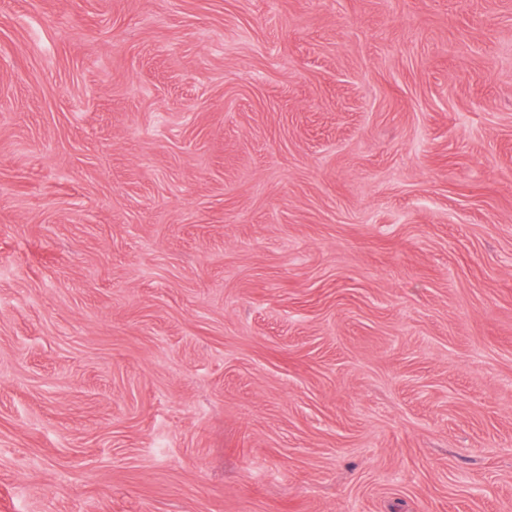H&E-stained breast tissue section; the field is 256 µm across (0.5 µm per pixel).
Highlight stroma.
Returning <instances> with one entry per match:
<instances>
[{
	"label": "stroma",
	"instance_id": "1",
	"mask_svg": "<svg viewBox=\"0 0 512 512\" xmlns=\"http://www.w3.org/2000/svg\"><path fill=\"white\" fill-rule=\"evenodd\" d=\"M0 512H512V0H0Z\"/></svg>",
	"mask_w": 512,
	"mask_h": 512
}]
</instances>
